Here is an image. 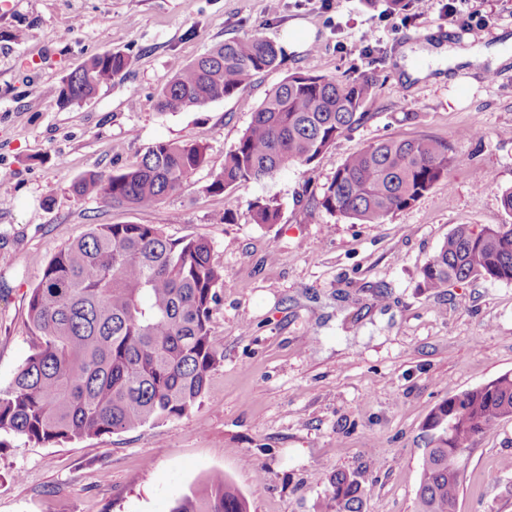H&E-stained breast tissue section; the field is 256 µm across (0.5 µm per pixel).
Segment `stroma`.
Instances as JSON below:
<instances>
[{
    "label": "stroma",
    "mask_w": 512,
    "mask_h": 512,
    "mask_svg": "<svg viewBox=\"0 0 512 512\" xmlns=\"http://www.w3.org/2000/svg\"><path fill=\"white\" fill-rule=\"evenodd\" d=\"M0 0V387L36 343L26 304L43 267L94 224H154L203 237L223 270L210 323L223 364L187 415L74 442L7 436L0 512H170L223 474L249 512H320L331 477L356 473L362 512H414L434 407L512 373V283L471 279L419 288L427 260L460 224L512 222V60L405 81L398 58L430 43L467 47L442 6L424 16L387 0ZM489 16L480 41L512 38V0H467ZM312 42L232 96L161 112L156 96L212 46L259 35ZM130 65L70 105L53 86L92 55ZM305 71L372 78L368 118L312 169L207 192L268 92ZM389 137L448 143L461 163L413 206L378 224L319 207L351 153ZM160 141L200 143L207 165L148 210L80 197L84 175L127 168ZM276 198L280 221L252 223L251 201ZM235 220L224 223L225 212ZM457 512H512V419L467 451Z\"/></svg>",
    "instance_id": "1"
}]
</instances>
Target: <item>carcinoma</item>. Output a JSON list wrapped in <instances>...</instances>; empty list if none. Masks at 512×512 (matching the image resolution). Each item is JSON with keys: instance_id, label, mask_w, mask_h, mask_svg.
Returning a JSON list of instances; mask_svg holds the SVG:
<instances>
[{"instance_id": "1", "label": "carcinoma", "mask_w": 512, "mask_h": 512, "mask_svg": "<svg viewBox=\"0 0 512 512\" xmlns=\"http://www.w3.org/2000/svg\"><path fill=\"white\" fill-rule=\"evenodd\" d=\"M280 49L258 35L217 44L161 88L156 107L179 112L229 97L280 64ZM129 60L103 52L52 89L63 104L91 98ZM373 83L297 71L260 105L238 143L211 175L207 191L262 182L290 164L311 166L336 139L367 117ZM461 163L448 144L389 138L343 161L319 205L329 214L378 224L414 205ZM206 164L198 144L158 142L125 170L90 173L73 184L80 197L147 210L176 193ZM254 224L279 223L273 197L250 205ZM472 278L512 283V224L457 225L421 271L419 287L441 291ZM223 273L202 237L171 239L154 224H94L43 268L27 318L37 344L8 387L0 388V433L58 443L124 432L186 415L224 354L210 321ZM512 419V373L438 404L414 512H456L462 472L450 452ZM321 512H362L357 476L340 472ZM171 512H248L245 498L215 473L202 490L175 500Z\"/></svg>"}]
</instances>
